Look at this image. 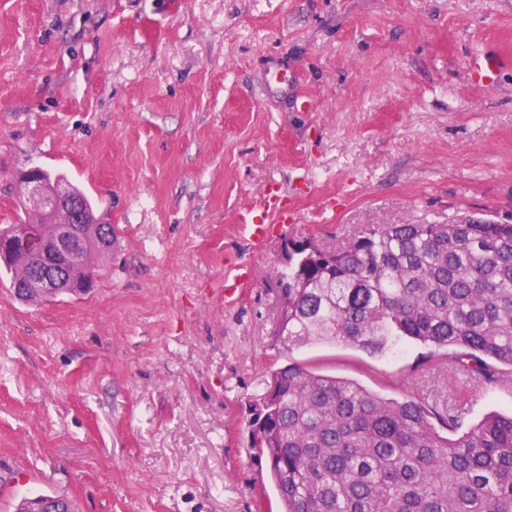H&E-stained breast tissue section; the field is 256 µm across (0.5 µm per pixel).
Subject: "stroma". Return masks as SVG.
I'll return each instance as SVG.
<instances>
[{
    "mask_svg": "<svg viewBox=\"0 0 512 512\" xmlns=\"http://www.w3.org/2000/svg\"><path fill=\"white\" fill-rule=\"evenodd\" d=\"M504 67L492 87L466 61ZM42 168L114 229L85 295L18 301L0 268V512H278L250 448L296 361L384 397L512 412V367L449 387L400 341L275 335L281 244L378 224L512 223V0H0V228ZM264 217L252 245L242 230ZM251 281L224 302L226 263ZM469 69L477 82L486 86L494 83V76L501 60L487 51L473 53L468 61Z\"/></svg>",
    "mask_w": 512,
    "mask_h": 512,
    "instance_id": "stroma-1",
    "label": "stroma"
}]
</instances>
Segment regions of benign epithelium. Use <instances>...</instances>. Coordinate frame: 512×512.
Segmentation results:
<instances>
[{
	"label": "benign epithelium",
	"mask_w": 512,
	"mask_h": 512,
	"mask_svg": "<svg viewBox=\"0 0 512 512\" xmlns=\"http://www.w3.org/2000/svg\"><path fill=\"white\" fill-rule=\"evenodd\" d=\"M20 202L26 213L37 219L17 224L9 234H0V261L36 256V267L27 283L15 292L25 302H39L65 291L71 271L84 274L78 295L93 288L101 266L87 262L90 252L106 254L112 249L111 225L90 216L83 224L68 220L78 207L73 187L43 169H30L19 177Z\"/></svg>",
	"instance_id": "obj_1"
}]
</instances>
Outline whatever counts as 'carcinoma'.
<instances>
[{"mask_svg": "<svg viewBox=\"0 0 512 512\" xmlns=\"http://www.w3.org/2000/svg\"><path fill=\"white\" fill-rule=\"evenodd\" d=\"M39 261L6 267L11 287ZM278 335L288 348L334 341L369 354L406 337L512 367V224H379L336 249L292 244L278 277ZM459 416L383 397L299 363L271 374L252 421L280 512H512V414L468 431Z\"/></svg>", "mask_w": 512, "mask_h": 512, "instance_id": "cac0c4a2", "label": "carcinoma"}]
</instances>
